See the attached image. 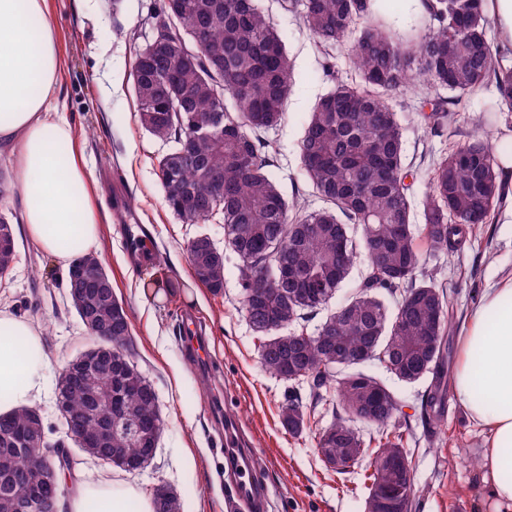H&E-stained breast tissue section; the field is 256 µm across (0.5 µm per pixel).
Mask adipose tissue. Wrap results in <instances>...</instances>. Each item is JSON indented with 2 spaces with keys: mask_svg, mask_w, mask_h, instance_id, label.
Wrapping results in <instances>:
<instances>
[{
  "mask_svg": "<svg viewBox=\"0 0 512 512\" xmlns=\"http://www.w3.org/2000/svg\"><path fill=\"white\" fill-rule=\"evenodd\" d=\"M63 74L56 19L48 0H0V148L12 160L11 188L30 239L67 264L92 251L99 213L94 180L75 148V132L54 101ZM452 390L485 433L481 480L496 512H512V278L487 288L459 338ZM50 360L31 321L0 309V413L48 396ZM66 512H154L134 485L78 480Z\"/></svg>",
  "mask_w": 512,
  "mask_h": 512,
  "instance_id": "adipose-tissue-1",
  "label": "adipose tissue"
}]
</instances>
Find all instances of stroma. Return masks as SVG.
I'll list each match as a JSON object with an SVG mask.
<instances>
[{
    "label": "stroma",
    "instance_id": "obj_1",
    "mask_svg": "<svg viewBox=\"0 0 512 512\" xmlns=\"http://www.w3.org/2000/svg\"><path fill=\"white\" fill-rule=\"evenodd\" d=\"M258 3L287 28L286 48L294 67L284 119L265 138L278 148L273 160L281 190L315 210L322 202L302 172V122L331 86L322 73L325 57H332L342 78L354 79L355 73L345 44L321 55L299 16L284 11L281 0ZM49 5L65 62L57 97L66 106L65 116L95 177L91 198L102 220L96 253L127 313L129 349L158 393L164 422L155 457L142 470L128 473L100 463L73 443L69 449L78 468L105 480L133 483L146 494L155 486H168L181 499L183 512H227L224 423L213 418L208 407L220 385L265 461L263 478L270 488L266 512H365L372 454L364 453L343 475L324 467L317 439L333 420L328 405L315 411L301 434L282 428L279 405L287 385L259 362L257 340L241 309L239 259L225 248L223 225L184 223L166 205L156 175V159L165 146L140 126L132 78L136 52L151 37L145 19L154 0H122L117 11L112 0H49ZM375 20L405 40L415 38L427 24L414 0H391ZM448 95L447 89L421 79L390 96L404 129L405 162L417 175L412 194L416 207L434 160L449 144L469 140L476 117H484L483 133L491 140L504 139L512 130V112H484V104L494 97L489 86L459 103L451 135H434L421 121L420 103ZM109 169L121 174L119 189L141 222L154 228L155 252L149 259L134 264L128 259L123 229L112 220L116 188L105 176ZM0 214L12 223L18 246L12 270L0 279V296L9 299L16 315L39 325L51 361L49 378L54 381L68 361L96 346L97 340L68 302L61 265L24 234L14 195L0 197ZM200 234L209 235L224 250V289L217 294L195 279L189 264L187 243ZM425 257L426 270L453 304L447 332L448 362L453 365L459 357V336L474 306L470 292L484 293L489 285L512 275V220L496 212L471 245L450 256L429 251ZM190 314L202 322L214 363L212 375H195L181 353L182 319ZM483 442L481 429L455 397H448L438 443L423 442L411 450L420 500L417 512H478L485 496L479 476Z\"/></svg>",
    "mask_w": 512,
    "mask_h": 512
}]
</instances>
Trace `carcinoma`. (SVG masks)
Listing matches in <instances>:
<instances>
[{"instance_id": "cac0c4a2", "label": "carcinoma", "mask_w": 512, "mask_h": 512, "mask_svg": "<svg viewBox=\"0 0 512 512\" xmlns=\"http://www.w3.org/2000/svg\"><path fill=\"white\" fill-rule=\"evenodd\" d=\"M322 54L347 43L360 83L340 82L308 113L299 144L306 180L327 207L309 211L280 190L276 148L261 133L281 123L294 86L286 32L257 0H157L152 38L138 49L133 90L142 128L170 144L157 161L168 208L187 224L218 220L239 259L244 316L259 341L261 365L293 385L279 406L282 427L297 435L318 404L336 396L334 421L318 439L321 461L346 473L362 455L357 425L374 429L368 494L387 488L381 512L399 500L418 509L411 478L386 481L384 465L410 455L413 437L394 392L366 366L382 364L397 380H429L422 405L424 440L431 444L444 420L447 323L452 305L434 281L418 277L420 241L434 252L460 251L500 207L504 191L496 156L512 144L479 135L433 165L424 198V223H414L403 161V130L387 95L419 76L455 96L485 86L495 99L485 111L512 112V66L494 55L482 0H427L432 26L403 41L374 23L378 0H294ZM164 51L153 54L155 41ZM430 128L452 122L445 102L423 114ZM367 259L358 288L311 333L304 312L331 300L352 267L356 249ZM195 279L217 294L224 288V252L204 235L187 245ZM76 313L92 308L112 317V375L101 388L122 394L138 434L112 429L107 447L115 467L129 472L158 447V395L127 352L130 325L104 275L96 291L70 297ZM62 401L74 425L89 435L107 421L93 419L79 381L65 382ZM41 420L27 410L0 421V512H19L15 478L30 471L24 448ZM155 512H182L179 497L160 485Z\"/></svg>"}]
</instances>
